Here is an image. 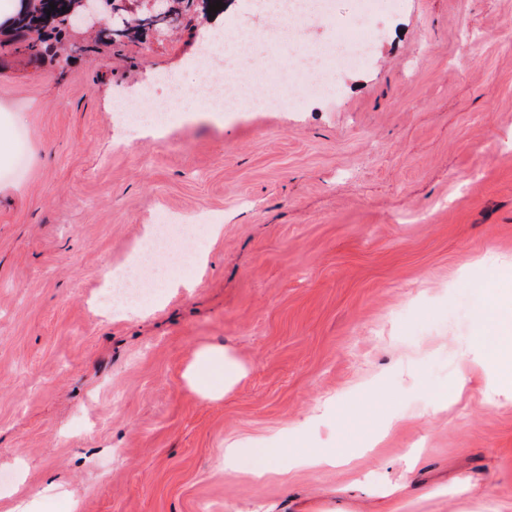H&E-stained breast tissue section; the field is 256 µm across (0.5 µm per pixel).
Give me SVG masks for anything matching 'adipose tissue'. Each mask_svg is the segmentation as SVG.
<instances>
[{"mask_svg": "<svg viewBox=\"0 0 512 512\" xmlns=\"http://www.w3.org/2000/svg\"><path fill=\"white\" fill-rule=\"evenodd\" d=\"M481 319L483 329L473 338L471 363L482 370L493 371L498 386L512 387V366L501 359L503 353L512 352V307L503 306L497 298H490ZM246 373V368L227 352L205 347L196 352L188 380L202 398L212 399L233 387ZM339 459V454L332 450L321 453L292 451L283 461L268 448L247 450L230 444L224 450V472L228 475L243 473L260 479L277 472L284 464L292 468L332 466Z\"/></svg>", "mask_w": 512, "mask_h": 512, "instance_id": "1", "label": "adipose tissue"}]
</instances>
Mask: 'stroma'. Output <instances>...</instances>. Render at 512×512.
I'll return each mask as SVG.
<instances>
[{"label": "stroma", "mask_w": 512, "mask_h": 512, "mask_svg": "<svg viewBox=\"0 0 512 512\" xmlns=\"http://www.w3.org/2000/svg\"><path fill=\"white\" fill-rule=\"evenodd\" d=\"M241 13L58 67L0 44V494L36 512H493L512 501V390L453 391L489 291L512 285V0H395L365 65L287 112L128 131L112 110ZM28 166L11 178L18 152ZM221 232L191 288L96 309L156 211ZM248 374L186 383L195 352ZM386 431L371 446L372 436ZM351 445L352 461L251 480L224 446ZM247 370L234 360L225 350L212 347L199 349L189 367L188 380L203 399L216 398L233 387ZM213 374L224 378V385L212 383Z\"/></svg>", "instance_id": "1"}]
</instances>
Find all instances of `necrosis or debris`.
<instances>
[{"instance_id":"obj_1","label":"necrosis or debris","mask_w":512,"mask_h":512,"mask_svg":"<svg viewBox=\"0 0 512 512\" xmlns=\"http://www.w3.org/2000/svg\"><path fill=\"white\" fill-rule=\"evenodd\" d=\"M264 6L270 26L259 34L239 31L236 48L240 57H248L259 35L272 45L294 47L297 52L294 62L282 69L275 81L245 73L213 77L209 63L220 59L224 52L225 37L219 31L212 34L203 54L193 63L192 82L180 79L168 82L166 96L161 101L154 100L148 90L135 103L116 99L115 112L134 126H163L191 102L202 104L214 118L227 112L280 111L295 104L298 97L322 93L332 71L352 63L347 42L339 38L331 37L307 47L301 44V33L311 21H330L334 0H264ZM209 221L204 213L191 218L159 213L152 236L139 241L123 276L112 281L114 297L134 304L160 293L186 261L184 243L197 237L202 225Z\"/></svg>"}]
</instances>
